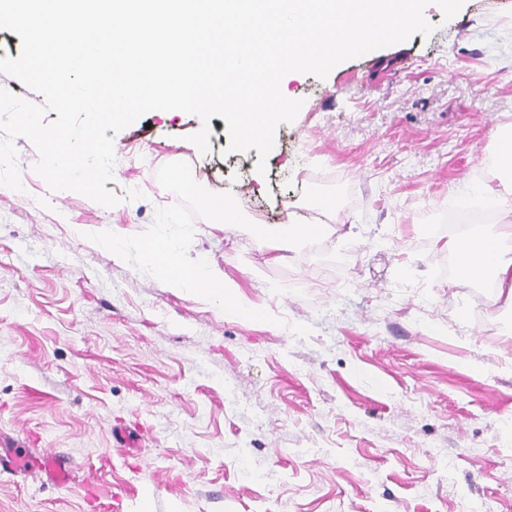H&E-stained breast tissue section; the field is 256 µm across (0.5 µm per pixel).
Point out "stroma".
Segmentation results:
<instances>
[{
	"label": "stroma",
	"instance_id": "1",
	"mask_svg": "<svg viewBox=\"0 0 512 512\" xmlns=\"http://www.w3.org/2000/svg\"><path fill=\"white\" fill-rule=\"evenodd\" d=\"M431 35L284 80L302 107L257 151L188 142L153 110L115 134L106 208L51 191L15 141L24 192L0 187V448L65 454L57 487L0 475V512H512V305L433 239L488 214L512 160V0H464ZM184 161L260 223L321 231L274 263L248 230L194 218L189 254L282 325L222 312L90 241L145 231ZM143 198L126 199L129 189ZM307 324L308 337L292 325ZM130 442L117 446L116 433Z\"/></svg>",
	"mask_w": 512,
	"mask_h": 512
}]
</instances>
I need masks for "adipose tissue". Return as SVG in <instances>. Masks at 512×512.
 Instances as JSON below:
<instances>
[{
    "label": "adipose tissue",
    "instance_id": "ef3b65f1",
    "mask_svg": "<svg viewBox=\"0 0 512 512\" xmlns=\"http://www.w3.org/2000/svg\"><path fill=\"white\" fill-rule=\"evenodd\" d=\"M314 225L289 224L278 227L261 225L257 236L273 253L274 260H281L292 245L298 244L317 233ZM449 247L461 254L466 268L485 271L495 283L498 296L512 303V254L501 248L487 235L449 240Z\"/></svg>",
    "mask_w": 512,
    "mask_h": 512
}]
</instances>
